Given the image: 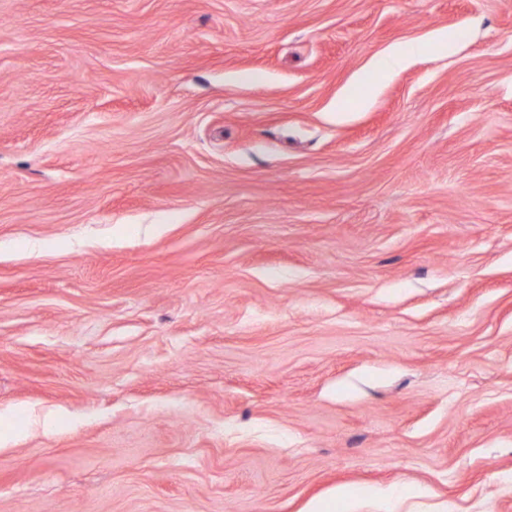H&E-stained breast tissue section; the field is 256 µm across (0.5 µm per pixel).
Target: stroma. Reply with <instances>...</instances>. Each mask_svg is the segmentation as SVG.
Wrapping results in <instances>:
<instances>
[{"label":"stroma","instance_id":"obj_1","mask_svg":"<svg viewBox=\"0 0 512 512\" xmlns=\"http://www.w3.org/2000/svg\"><path fill=\"white\" fill-rule=\"evenodd\" d=\"M315 500L512 512V0H0V512Z\"/></svg>","mask_w":512,"mask_h":512}]
</instances>
